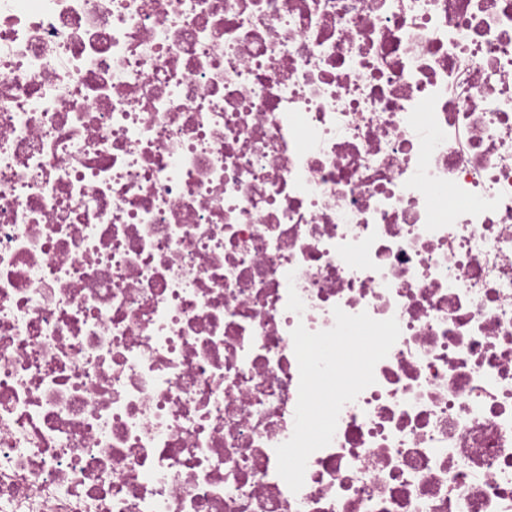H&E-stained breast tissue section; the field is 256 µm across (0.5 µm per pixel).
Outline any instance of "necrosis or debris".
I'll list each match as a JSON object with an SVG mask.
<instances>
[{
    "instance_id": "4bbe7bcc",
    "label": "necrosis or debris",
    "mask_w": 512,
    "mask_h": 512,
    "mask_svg": "<svg viewBox=\"0 0 512 512\" xmlns=\"http://www.w3.org/2000/svg\"><path fill=\"white\" fill-rule=\"evenodd\" d=\"M0 512H512V0H0Z\"/></svg>"
}]
</instances>
